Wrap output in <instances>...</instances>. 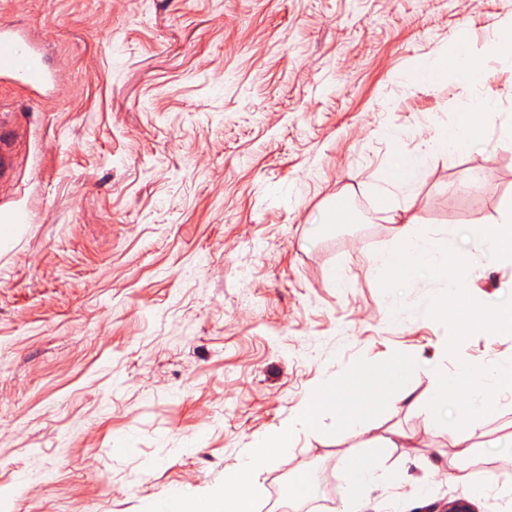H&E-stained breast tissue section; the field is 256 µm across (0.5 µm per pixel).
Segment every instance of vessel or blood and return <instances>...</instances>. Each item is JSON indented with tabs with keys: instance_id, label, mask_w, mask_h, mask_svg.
<instances>
[{
	"instance_id": "obj_1",
	"label": "vessel or blood",
	"mask_w": 512,
	"mask_h": 512,
	"mask_svg": "<svg viewBox=\"0 0 512 512\" xmlns=\"http://www.w3.org/2000/svg\"><path fill=\"white\" fill-rule=\"evenodd\" d=\"M0 79L12 82L39 99L54 96L59 80L42 43L25 27L0 25ZM17 133L8 113H0V183L11 181Z\"/></svg>"
}]
</instances>
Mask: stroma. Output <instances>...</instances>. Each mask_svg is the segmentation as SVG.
<instances>
[{
    "instance_id": "stroma-1",
    "label": "stroma",
    "mask_w": 512,
    "mask_h": 512,
    "mask_svg": "<svg viewBox=\"0 0 512 512\" xmlns=\"http://www.w3.org/2000/svg\"><path fill=\"white\" fill-rule=\"evenodd\" d=\"M512 0H0V21L42 34L62 95L32 104L0 82L21 126L13 184L31 220L0 248V512H145L218 485L317 385L357 357L400 352L432 391L458 360L480 378L512 335L479 309L512 300V266L472 258L462 286L375 269L402 229L462 251L512 200V143L435 155L385 221L374 188L393 151L455 127L474 88L399 73L468 22L482 51ZM394 129L397 143L383 136ZM480 171L478 208L458 188ZM350 224H325L336 203ZM442 301L446 315L429 311ZM478 425L425 428L399 403L368 434L302 432L263 470L257 512L306 471L332 512L346 449L375 448L384 481L363 512H425L467 496L512 512V395ZM479 492L437 473L459 434Z\"/></svg>"
}]
</instances>
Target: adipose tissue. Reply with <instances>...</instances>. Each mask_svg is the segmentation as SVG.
I'll list each match as a JSON object with an SVG mask.
<instances>
[{
    "mask_svg": "<svg viewBox=\"0 0 512 512\" xmlns=\"http://www.w3.org/2000/svg\"><path fill=\"white\" fill-rule=\"evenodd\" d=\"M504 59H512V16L502 19L496 25L493 37L483 53L473 51L468 32H458L445 47L428 55L411 71L404 73L405 82L428 86L454 75L479 87L480 93L467 107L469 119L466 123L453 131L442 132L411 153H394L389 163V172L377 187L376 199L380 211H390L395 192H407L415 188L435 154L456 153L483 136L491 120L497 116L500 105L497 96L484 90L490 78L488 64ZM470 243L472 251L480 253L487 262L512 265V201L505 204L501 221L494 233L488 235L472 231ZM465 263V255L449 249L447 244H425L406 237L401 242L398 254L380 256L377 269L383 273L396 266L402 272L411 273L425 267L443 272L447 275L445 284L448 290L453 291L458 287V280L448 276L447 271L456 266H464ZM474 377L472 367L461 362L456 365L449 378L439 382L424 400L427 409L425 425L428 429L443 427L445 419L441 413L442 408L450 399L460 397L466 392ZM348 458L351 480L336 512H360L368 489L384 478L379 467L372 464L364 453L352 452Z\"/></svg>",
    "mask_w": 512,
    "mask_h": 512,
    "instance_id": "adipose-tissue-1",
    "label": "adipose tissue"
}]
</instances>
